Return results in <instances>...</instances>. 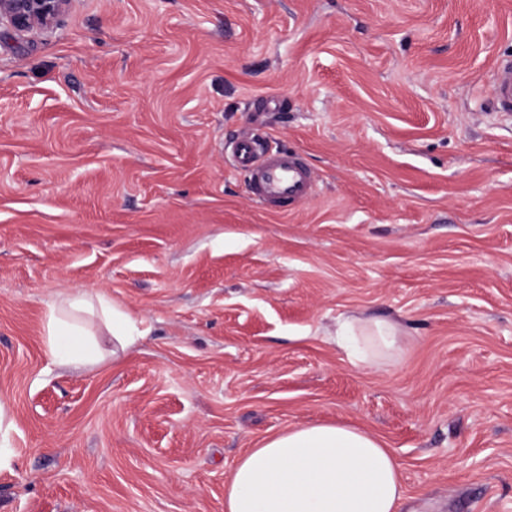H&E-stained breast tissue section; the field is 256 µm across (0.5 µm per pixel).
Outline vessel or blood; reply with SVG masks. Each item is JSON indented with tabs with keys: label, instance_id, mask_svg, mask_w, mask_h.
<instances>
[{
	"label": "vessel or blood",
	"instance_id": "obj_1",
	"mask_svg": "<svg viewBox=\"0 0 512 512\" xmlns=\"http://www.w3.org/2000/svg\"><path fill=\"white\" fill-rule=\"evenodd\" d=\"M493 105L497 111L512 112V60L499 63L494 72ZM257 145V139L244 138L231 150L234 165L250 177L256 201L285 207L308 200L313 176L300 155L270 147L261 152Z\"/></svg>",
	"mask_w": 512,
	"mask_h": 512
}]
</instances>
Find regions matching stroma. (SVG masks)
Instances as JSON below:
<instances>
[{"label":"stroma","instance_id":"stroma-1","mask_svg":"<svg viewBox=\"0 0 512 512\" xmlns=\"http://www.w3.org/2000/svg\"><path fill=\"white\" fill-rule=\"evenodd\" d=\"M512 0H72L0 28V512H224L286 428L392 448L400 512H512ZM300 154L258 208L227 147ZM136 321L61 367L47 305ZM351 313L407 331L354 365ZM493 105L499 112H512V60L500 62L494 72ZM99 309L112 335L121 343L123 349L129 348L135 341L133 335L134 320L130 314L117 308L102 292H62L48 305L45 331L47 352L59 365H78L90 362L93 355L86 351H76L73 345L65 341L68 336H81L80 315Z\"/></svg>","mask_w":512,"mask_h":512}]
</instances>
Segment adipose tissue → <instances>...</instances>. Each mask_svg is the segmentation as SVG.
Listing matches in <instances>:
<instances>
[{"mask_svg": "<svg viewBox=\"0 0 512 512\" xmlns=\"http://www.w3.org/2000/svg\"><path fill=\"white\" fill-rule=\"evenodd\" d=\"M99 310L122 347H130L134 320L104 293H60L49 304L47 352L60 365L91 361L70 337L80 316ZM335 341L355 360L373 365L399 357L406 332L396 321L349 315L336 323ZM405 497L392 449L357 426L317 423L294 427L249 449L224 485V512H399Z\"/></svg>", "mask_w": 512, "mask_h": 512, "instance_id": "obj_1", "label": "adipose tissue"}]
</instances>
